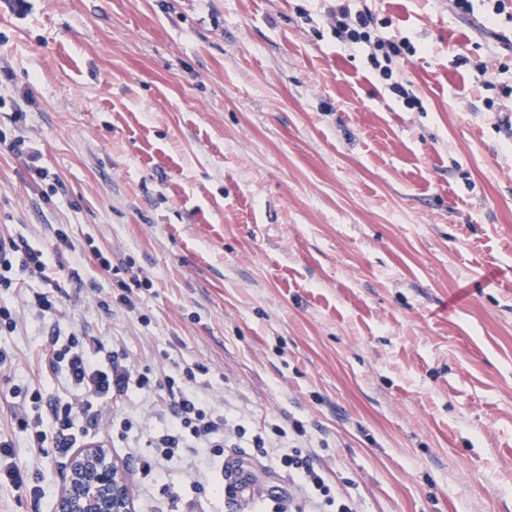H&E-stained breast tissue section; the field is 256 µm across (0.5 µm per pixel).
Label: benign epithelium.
Instances as JSON below:
<instances>
[{
  "instance_id": "benign-epithelium-1",
  "label": "benign epithelium",
  "mask_w": 512,
  "mask_h": 512,
  "mask_svg": "<svg viewBox=\"0 0 512 512\" xmlns=\"http://www.w3.org/2000/svg\"><path fill=\"white\" fill-rule=\"evenodd\" d=\"M56 512H133L126 480L103 449L88 447L71 457Z\"/></svg>"
}]
</instances>
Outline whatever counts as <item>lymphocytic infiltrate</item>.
<instances>
[{
	"label": "lymphocytic infiltrate",
	"mask_w": 512,
	"mask_h": 512,
	"mask_svg": "<svg viewBox=\"0 0 512 512\" xmlns=\"http://www.w3.org/2000/svg\"><path fill=\"white\" fill-rule=\"evenodd\" d=\"M336 37L353 49L365 48L374 68L390 77L395 67L406 63L416 53L408 40L372 37L376 17L369 8L356 9L344 0L334 15ZM20 266L31 277L50 281L52 263L46 250L28 244H12L0 253V288L12 285L10 272ZM51 369L62 374L77 398L45 399L40 387H17L11 392V416L20 432L26 434L33 454H44L46 448L65 455L85 445L90 429L102 419V411L112 398L127 394L130 388L152 390L165 387L167 400L165 428L151 437L149 445L156 450L155 460L142 463L145 475L160 474V461L182 457L185 452L201 448L217 457L224 454V417L208 409L194 390L197 375L205 366L188 367L176 375L156 380L138 371L109 351L101 340L84 342L75 335H51L42 352ZM280 466L307 493L313 512L332 507L336 512H352L348 500L337 498L316 459L299 448H287L278 456Z\"/></svg>",
	"instance_id": "f902f5d3"
}]
</instances>
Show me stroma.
<instances>
[{
    "label": "stroma",
    "instance_id": "stroma-1",
    "mask_svg": "<svg viewBox=\"0 0 512 512\" xmlns=\"http://www.w3.org/2000/svg\"><path fill=\"white\" fill-rule=\"evenodd\" d=\"M359 4L415 46L421 108L337 39L336 0H0V236L51 251L61 287L48 315L41 280L0 288V436L44 490L0 486V512H50L67 475L5 402L65 394L40 361L58 329L158 379L205 365L196 391L227 441L265 438L245 465L283 512L310 510L275 462L294 446L354 512H512V21L485 28L487 0ZM93 247L147 281L133 308ZM165 399L130 389L86 438L135 512H254L209 453L141 473Z\"/></svg>",
    "mask_w": 512,
    "mask_h": 512
}]
</instances>
